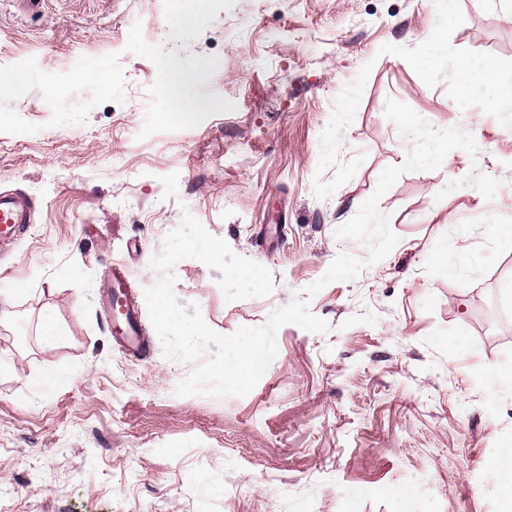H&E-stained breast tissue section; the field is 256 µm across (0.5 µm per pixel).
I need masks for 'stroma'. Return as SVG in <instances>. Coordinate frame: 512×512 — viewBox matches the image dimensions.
I'll return each mask as SVG.
<instances>
[{"label": "stroma", "mask_w": 512, "mask_h": 512, "mask_svg": "<svg viewBox=\"0 0 512 512\" xmlns=\"http://www.w3.org/2000/svg\"><path fill=\"white\" fill-rule=\"evenodd\" d=\"M459 2L452 46L512 60V0ZM436 18L435 0H0V191L33 217L0 245V512H503L487 462L512 448V391L489 401L484 378L512 363V130L379 52ZM368 62L339 151L365 160L318 199L320 135ZM390 99L477 150L382 196L400 241L310 298L327 332L281 326L255 388L221 399L176 395L190 367L154 328L148 360L118 350L101 278L126 263L144 299L184 212L273 277L229 301L219 271L174 266L179 303L222 335L365 257L335 232L414 145Z\"/></svg>", "instance_id": "35a3bbf8"}]
</instances>
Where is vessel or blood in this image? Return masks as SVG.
Instances as JSON below:
<instances>
[{
    "label": "vessel or blood",
    "instance_id": "obj_1",
    "mask_svg": "<svg viewBox=\"0 0 512 512\" xmlns=\"http://www.w3.org/2000/svg\"><path fill=\"white\" fill-rule=\"evenodd\" d=\"M29 221V210L16 195L0 194V240H13ZM130 272L126 266L113 265L100 286L102 311L112 325L115 344L127 357L143 360L147 346L143 336L141 313L132 297Z\"/></svg>",
    "mask_w": 512,
    "mask_h": 512
}]
</instances>
